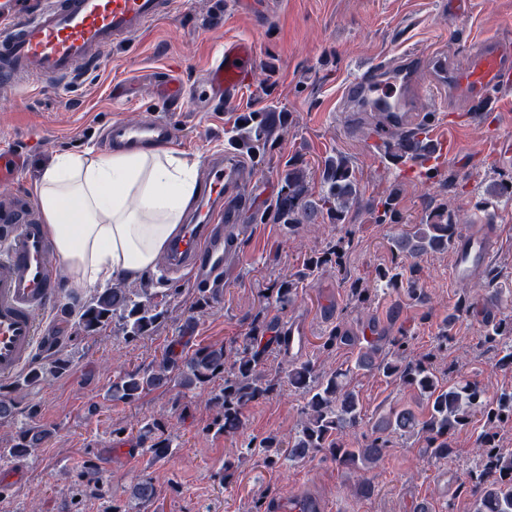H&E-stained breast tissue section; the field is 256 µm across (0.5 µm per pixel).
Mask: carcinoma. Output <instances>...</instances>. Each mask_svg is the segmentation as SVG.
I'll use <instances>...</instances> for the list:
<instances>
[{
  "mask_svg": "<svg viewBox=\"0 0 512 512\" xmlns=\"http://www.w3.org/2000/svg\"><path fill=\"white\" fill-rule=\"evenodd\" d=\"M275 132L276 126L271 122L241 125L235 140L256 152ZM378 149L395 161L419 165L430 161L433 155L427 140L398 126L386 131ZM358 193L352 164L342 155L330 157L322 172L319 202L309 200L311 193L304 172L293 169L288 172V184L277 201V216L293 229L312 223L322 209L340 223ZM485 194L483 204L486 207L505 196L512 200V183L493 181L487 185ZM372 214L378 224L395 222L393 198L381 199ZM458 238L460 230L455 213L443 206L431 211L425 222L414 225L413 231L396 237L392 247L397 257L412 261L410 267L414 268L413 260L429 252L445 251ZM350 244L351 240L340 239L323 256L305 259L293 277L269 289V296L282 308L292 305L297 297V285L308 280L324 262L333 259L336 265H341ZM504 293L505 289L497 284V276L490 274L486 304H499ZM165 305L166 296L153 293L149 288L117 285L98 291L81 303L78 326L82 332L93 334L116 321L125 337L134 340L154 330L166 313ZM252 329L263 335L274 329L276 335L263 345L258 343V337L247 336L241 344L229 348L216 344L201 347L187 361L177 381L172 377L176 359L166 353L146 370L128 371L119 376L112 384V399L130 403L148 391L167 389L174 381L183 389H198L222 374L224 386L214 395L218 411L216 425L224 435L235 437L246 428L245 410L251 403L280 391L285 385L301 392L305 400L304 418L300 428L288 438V446H283V440L276 435L264 437L257 443L248 442L234 451L233 456L224 459L226 485L235 467L255 453L263 456L268 467L276 466L283 458L301 463L322 453L338 465L366 472L383 457L389 444L387 435L392 433L423 441L428 458L440 463L453 453V436L482 421L484 429L477 439L478 459L461 485V491L474 497V512H512V450L496 444L497 426L512 423V390L490 398L478 383L468 379L444 381L430 357L412 355L405 336L389 338L390 348L385 353L379 345L371 344L358 355L355 369L376 371L412 388L425 404V412L418 413L408 406L390 407L375 424L376 437L369 444L354 448L344 441L346 430L361 422L360 400L351 387V370L337 369L320 374L309 362L289 361L281 374L268 376L262 369L264 357L274 349L288 355V336L279 325L267 320L263 311L254 317ZM483 343L500 349L503 356L499 366L511 368L512 315L489 322L484 329ZM68 366V359L58 356L30 369L16 389L33 386L49 375L67 370ZM136 427L138 438L148 444L147 451L155 459L171 454L172 441L164 436L158 421L141 419ZM49 434L44 426L33 424L13 438L9 447L0 448V458L29 455L45 445ZM132 495L141 503L150 504L159 493L152 480L141 479L133 485Z\"/></svg>",
  "mask_w": 512,
  "mask_h": 512,
  "instance_id": "cac0c4a2",
  "label": "carcinoma"
}]
</instances>
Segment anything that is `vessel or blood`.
<instances>
[{
	"label": "vessel or blood",
	"instance_id": "1",
	"mask_svg": "<svg viewBox=\"0 0 512 512\" xmlns=\"http://www.w3.org/2000/svg\"><path fill=\"white\" fill-rule=\"evenodd\" d=\"M181 0H0V111L14 88L25 82L62 83L83 70L96 68L106 50L144 33L155 21L175 14ZM418 54L400 62L368 67L352 78L341 95L353 111L377 112L382 124L408 121L416 93ZM255 62L251 42L225 45L199 82L207 99L229 103L246 84ZM467 99L494 102L498 91L512 84V48L480 41L467 67L453 77ZM163 101L184 105L192 93L172 78L160 81ZM167 121L123 119L105 130L108 146H160L174 140ZM25 158L0 147V183H11L24 169ZM239 158L213 154L203 169L202 200L191 223L183 225L168 247L160 268L167 279L192 271L196 279L221 296L223 269L236 252L230 208L241 192ZM52 245L38 211L25 196H15L0 209V377L9 378L26 366L40 343L41 317L56 292ZM490 252L485 236L468 235L458 248L456 278H478Z\"/></svg>",
	"mask_w": 512,
	"mask_h": 512
}]
</instances>
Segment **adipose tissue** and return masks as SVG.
<instances>
[{"label":"adipose tissue","instance_id":"1","mask_svg":"<svg viewBox=\"0 0 512 512\" xmlns=\"http://www.w3.org/2000/svg\"><path fill=\"white\" fill-rule=\"evenodd\" d=\"M196 192L195 164L163 147L63 150L33 190L74 288L153 270Z\"/></svg>","mask_w":512,"mask_h":512}]
</instances>
